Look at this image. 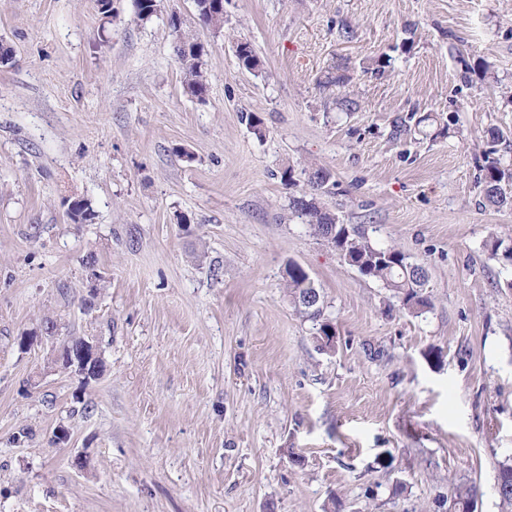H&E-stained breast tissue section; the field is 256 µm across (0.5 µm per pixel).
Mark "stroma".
<instances>
[{
  "label": "stroma",
  "instance_id": "35a3bbf8",
  "mask_svg": "<svg viewBox=\"0 0 512 512\" xmlns=\"http://www.w3.org/2000/svg\"><path fill=\"white\" fill-rule=\"evenodd\" d=\"M173 12L207 48L205 101L183 91ZM196 14L0 0V512H448L457 483L502 512L512 267L487 244L512 240V208L481 178L488 128L512 154V100L459 76L482 58L512 83V0H224L218 32ZM314 164L340 223L427 268L431 309L296 217L282 176ZM292 265L333 350L290 302ZM47 315L100 345L99 379L59 368ZM66 207V216L73 224H85L94 217V211L89 200L84 198H66L62 201Z\"/></svg>",
  "mask_w": 512,
  "mask_h": 512
}]
</instances>
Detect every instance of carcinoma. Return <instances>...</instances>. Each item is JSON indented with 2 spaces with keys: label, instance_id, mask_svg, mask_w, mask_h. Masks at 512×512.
<instances>
[{
  "label": "carcinoma",
  "instance_id": "obj_1",
  "mask_svg": "<svg viewBox=\"0 0 512 512\" xmlns=\"http://www.w3.org/2000/svg\"><path fill=\"white\" fill-rule=\"evenodd\" d=\"M161 0H135L137 16L149 21L159 12ZM199 22L217 31L224 28V0H195ZM168 24L175 37L174 53L183 73V89L186 95L201 102L208 93V81L205 72V47L183 30L179 15L168 16ZM237 54L242 66L255 70L260 60L247 43L237 45ZM480 80L485 84L497 85L512 98V86L502 84L493 65L487 61L481 63ZM305 182L300 195L292 198L291 208L304 218L314 234L325 239L331 231H336V240L344 243L342 258L351 267L369 279L378 281L398 298L403 308L413 314H421L431 307V299L423 292L426 270L416 262L407 260V256L395 247H376L365 232L354 226L341 224L335 214L320 205L319 198L330 193L331 173L317 165L305 171ZM512 183V164L500 159L489 162L484 167L483 191L486 201L495 207L505 206L512 201L502 192V185ZM66 207V216L73 224H85L92 220L94 211L89 200L84 198H66L62 201ZM490 256L505 265H512V241L496 239L489 243ZM288 294L295 310L318 325L321 349L335 348L331 338L321 336L324 332V300L313 306L304 303L303 296L313 291V282L299 266L288 268ZM497 491L505 512H512V465L504 464L497 474ZM476 486L456 485L451 490L449 512H474Z\"/></svg>",
  "mask_w": 512,
  "mask_h": 512
}]
</instances>
